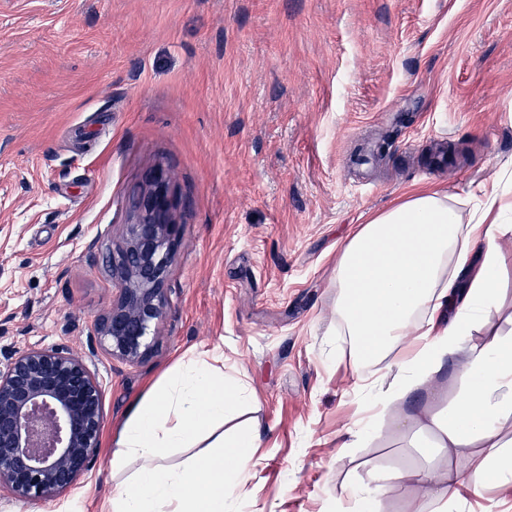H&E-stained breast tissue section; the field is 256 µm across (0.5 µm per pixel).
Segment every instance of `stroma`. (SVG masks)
Listing matches in <instances>:
<instances>
[{"label":"stroma","mask_w":512,"mask_h":512,"mask_svg":"<svg viewBox=\"0 0 512 512\" xmlns=\"http://www.w3.org/2000/svg\"><path fill=\"white\" fill-rule=\"evenodd\" d=\"M170 174L167 313L135 364L94 327L129 194ZM512 169V0H0V362L66 345L104 388L79 485L0 512H98L111 441L179 360L223 355L262 446L241 512H324L420 463L396 428L337 448L357 377L336 324L339 244L427 186Z\"/></svg>","instance_id":"35a3bbf8"}]
</instances>
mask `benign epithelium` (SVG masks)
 <instances>
[{"instance_id": "7a95c632", "label": "benign epithelium", "mask_w": 512, "mask_h": 512, "mask_svg": "<svg viewBox=\"0 0 512 512\" xmlns=\"http://www.w3.org/2000/svg\"><path fill=\"white\" fill-rule=\"evenodd\" d=\"M170 176L156 169L130 201L131 219L107 263L116 295L96 326L100 346L128 363L151 346L166 313L175 262ZM103 389L85 358L67 347H26L0 365V489L38 503L74 487L100 447Z\"/></svg>"}]
</instances>
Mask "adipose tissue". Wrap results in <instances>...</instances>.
Masks as SVG:
<instances>
[{
  "label": "adipose tissue",
  "mask_w": 512,
  "mask_h": 512,
  "mask_svg": "<svg viewBox=\"0 0 512 512\" xmlns=\"http://www.w3.org/2000/svg\"><path fill=\"white\" fill-rule=\"evenodd\" d=\"M512 174L482 186L479 203L428 187L370 214L336 262V322L351 344L361 416L342 440L360 448L396 413L423 464L345 485L331 512H384L392 484L426 488L415 512H462L488 484L512 489V336L476 343L502 308L512 265ZM460 381L446 409L399 413L413 393H434L448 368ZM245 400L238 380L202 359L180 363L128 411L112 448L121 481L99 512H238L262 443L258 424L224 433ZM187 448L168 464L171 449ZM445 458V470L433 460Z\"/></svg>",
  "instance_id": "1"
}]
</instances>
